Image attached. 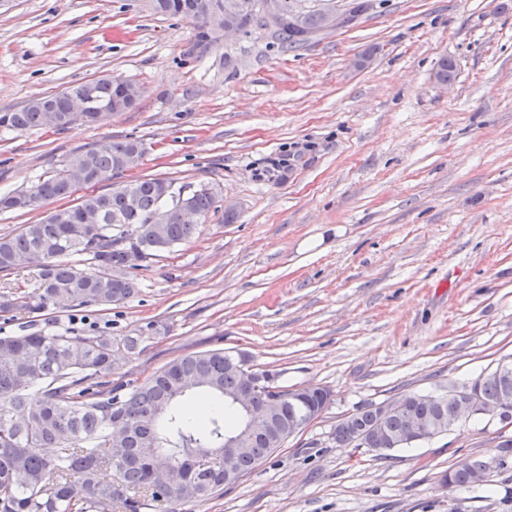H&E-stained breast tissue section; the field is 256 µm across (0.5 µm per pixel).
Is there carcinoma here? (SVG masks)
Masks as SVG:
<instances>
[{"instance_id":"1","label":"carcinoma","mask_w":512,"mask_h":512,"mask_svg":"<svg viewBox=\"0 0 512 512\" xmlns=\"http://www.w3.org/2000/svg\"><path fill=\"white\" fill-rule=\"evenodd\" d=\"M295 24L271 28V38L288 52L307 42L301 33L321 29L322 4L306 9L282 0ZM156 13L180 16L193 25L194 39L218 40L224 20L214 11L230 14L240 30L266 25L261 0H159ZM85 94L96 105L120 108L122 90L117 77L73 83L63 91L32 99L12 112H0V129L13 132L47 127L51 115L55 129L67 128L65 95ZM142 144L135 139L105 140L73 152L62 168L49 172L30 188L0 197V209L13 208L11 200H38L30 210L71 196L100 171L122 173L139 165ZM99 213L98 224H82L78 210ZM194 211L201 221L217 211L215 191L201 185L180 186L162 178L133 179L103 193L83 196L61 213L50 212L15 234L0 235V273L10 275L35 268L39 287L27 294H0V317L24 312L30 318L52 310H108L139 293L137 271L159 253L192 239L196 224H183L180 213ZM83 255L90 267L67 261ZM160 333L151 321L126 336L106 333L72 337L43 330L0 336V512H112L119 500L129 512L146 503L123 497L131 490L153 502L205 500L224 490V436L239 429L242 417L225 398L241 382L228 365L229 354L218 349L174 359L141 383H112L113 357L118 350L133 355L144 342ZM484 397L499 396L501 380L479 376ZM201 389L221 399L200 422H191L177 406L186 393ZM282 401L274 424L287 428L290 420L318 418L328 407V397L293 400L294 391L270 383L256 399ZM408 409L437 422L448 411L437 401L420 396L405 398ZM351 423L336 424L335 438L356 448H374L386 456L395 448H412L407 412L393 410L380 416L369 404L350 415ZM250 454L235 467L246 475L276 450L267 420L255 424ZM35 446L57 449L53 458L29 452ZM166 455L192 472L190 480L169 488L153 477V457ZM512 466V447L504 448L497 464L468 457L448 469L442 480L450 488H469L477 474Z\"/></svg>"}]
</instances>
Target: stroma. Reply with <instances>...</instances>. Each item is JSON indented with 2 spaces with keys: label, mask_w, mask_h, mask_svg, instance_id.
<instances>
[{
  "label": "stroma",
  "mask_w": 512,
  "mask_h": 512,
  "mask_svg": "<svg viewBox=\"0 0 512 512\" xmlns=\"http://www.w3.org/2000/svg\"><path fill=\"white\" fill-rule=\"evenodd\" d=\"M371 3L287 53L255 25L203 56L187 19L144 0L0 9V112L105 76L141 92L95 125L0 131V195L133 138L144 154L124 180L207 185L220 206L140 269L135 298L51 314L50 330L162 323L118 354L126 381L221 349L278 386L332 394L235 485L148 512H512V468L463 491L440 482L465 457L497 456L512 423L481 415L384 458L333 436L368 404L442 395L512 360V0Z\"/></svg>",
  "instance_id": "obj_1"
}]
</instances>
